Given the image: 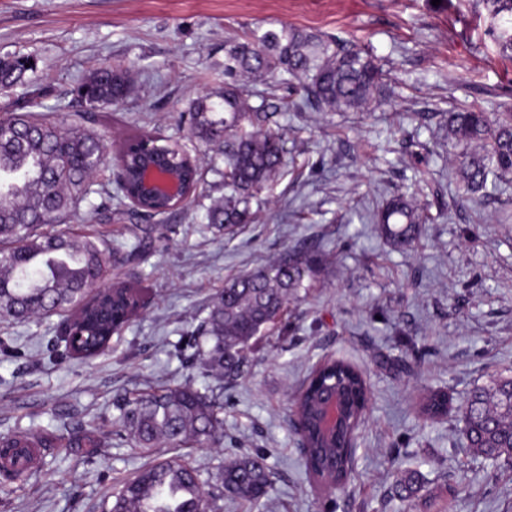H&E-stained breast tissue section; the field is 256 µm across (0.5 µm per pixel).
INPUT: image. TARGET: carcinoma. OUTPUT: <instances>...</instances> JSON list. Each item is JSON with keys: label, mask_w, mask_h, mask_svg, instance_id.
<instances>
[{"label": "carcinoma", "mask_w": 512, "mask_h": 512, "mask_svg": "<svg viewBox=\"0 0 512 512\" xmlns=\"http://www.w3.org/2000/svg\"><path fill=\"white\" fill-rule=\"evenodd\" d=\"M486 11L487 32L498 53L512 59V0H477ZM28 59L0 64V83L22 82ZM268 74L296 81L298 108L319 112H358L386 100L381 66L365 47L349 46L293 26L254 31L224 48L221 102L198 97L188 107L195 139L224 155V199L208 208L209 223L232 237L238 226L256 218L252 204L287 164L282 129L269 126L268 99L254 106L255 92L244 80ZM132 93L126 70L95 68L76 90V102L87 107L69 117L44 112H6L0 116V317L18 321L34 314H66L53 355L89 359L110 346L142 308L138 289L115 283L101 293L91 286L108 276L111 245L97 235H76L59 228L94 194L112 197L96 181L106 158L100 134L86 126L90 111L119 105ZM448 140L458 149L457 198L478 202L488 187L512 182V112L491 114L474 108L448 113ZM176 168L188 184L199 181L197 165L176 140L141 134L123 148L125 185L117 196L137 200L130 216L142 211L163 215L174 203L141 198L136 170L145 156ZM423 209L404 197H393L373 217L379 234L394 248L406 250L425 223ZM127 256L144 248V239H167L166 224L141 227ZM323 254L314 247L293 250L257 270L232 278L218 294L196 332L186 340L191 364L212 373L218 386L200 390L191 383L168 385L116 403L120 431L150 452L162 445H208L220 440L224 401L221 383L239 377L252 340L283 313L288 301L311 287L324 270ZM342 400L340 428L325 429V402ZM369 403L360 368L342 358L320 363L296 402L304 442L305 464L315 479L341 484L351 467L357 430ZM420 411L430 419L448 413V394L428 393ZM459 421L473 454L500 467H512V370L497 373L474 388L459 406ZM53 438L28 431L0 436V476L15 482L32 468L33 449L50 448ZM218 481L227 497L262 506L271 487L262 455H241L224 464ZM207 499L200 475L185 461L149 465L105 504L104 512H218Z\"/></svg>", "instance_id": "carcinoma-1"}]
</instances>
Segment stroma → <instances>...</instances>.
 Listing matches in <instances>:
<instances>
[{
	"instance_id": "stroma-1",
	"label": "stroma",
	"mask_w": 512,
	"mask_h": 512,
	"mask_svg": "<svg viewBox=\"0 0 512 512\" xmlns=\"http://www.w3.org/2000/svg\"><path fill=\"white\" fill-rule=\"evenodd\" d=\"M288 23L371 45L393 98L364 112L282 109L291 91L276 75L274 122L288 129L293 166L263 195L260 219L232 240L207 224L224 196V159L191 138L180 115L196 96L224 88V47L250 31ZM472 0H0V56L24 55V85L0 92L1 112L77 109L75 90L102 62L122 64L133 92L100 111L107 154L149 131L180 140L202 173L199 203L164 216L169 240L136 257L115 255L112 278L141 289L138 316L91 359L48 356L61 316L0 319V435L21 429L58 437L39 451L30 476L0 491V512H100L123 480L156 460L187 458L202 480L236 455L264 452L273 489L262 510L225 500L224 512H504L512 469L471 454L456 411L493 373L512 369V186L481 203L455 205L452 149L442 115L467 105L512 112V60L498 55ZM401 194L430 220L406 251L371 222ZM316 246L325 275L290 300L259 336L241 377L225 384L218 448L145 452L116 434L115 401L163 386L210 384L186 366L180 339L195 331L225 283ZM360 366L371 389L350 480L316 486L292 425L293 401L321 361ZM452 404L437 422L420 413L429 391ZM82 427L101 446L72 448ZM418 472L421 488L401 498L399 477Z\"/></svg>"
}]
</instances>
